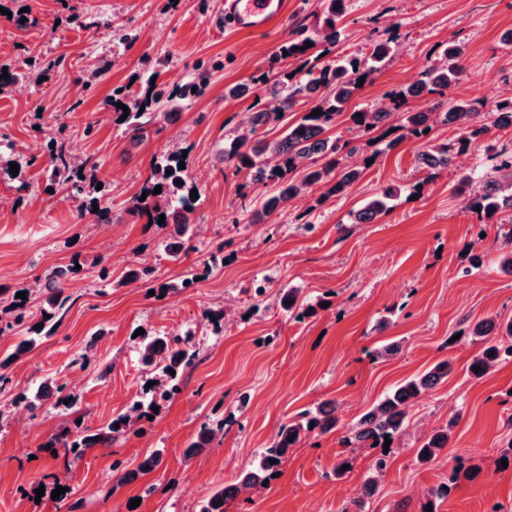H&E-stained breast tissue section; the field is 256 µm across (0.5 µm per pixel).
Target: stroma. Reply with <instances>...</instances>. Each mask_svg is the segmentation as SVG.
Here are the masks:
<instances>
[{
	"instance_id": "35a3bbf8",
	"label": "stroma",
	"mask_w": 512,
	"mask_h": 512,
	"mask_svg": "<svg viewBox=\"0 0 512 512\" xmlns=\"http://www.w3.org/2000/svg\"><path fill=\"white\" fill-rule=\"evenodd\" d=\"M316 9L317 0H286L280 23L249 32L217 25L224 0H0V62L33 56L52 65L45 78L0 88V286L26 292L34 314L44 303L33 290L47 276L69 297L56 332L24 355L15 348L27 326L0 320V512H199L213 490L251 468L281 425L325 400L338 404L335 430L289 449L278 476L241 493L228 512H341L359 499L365 512H422L430 500L435 512H512V362L480 379L466 371L480 350L471 324L512 318V274L497 265L499 225L481 223L456 188L464 175L484 179L487 144H511L512 128L491 130L430 176L417 162L427 140L388 151L341 115L329 134L357 145L348 162L364 165L360 179L328 198L312 187L259 222L252 211L261 188L218 160L250 110L225 88L281 53L297 27L314 25ZM23 13L25 25L16 21ZM340 25L341 52L397 43L356 93L355 109L387 106L451 39L468 46L451 98L490 104L487 79L512 83V46L500 40L512 29V0H346ZM94 68L100 75L86 85ZM151 78L169 90L200 82L204 93L134 141L106 111L117 93ZM58 135L95 163L108 222L49 190L46 145ZM175 146L198 193L178 263L163 250L171 227L130 210L152 159ZM391 183L407 189L396 206L377 223H352ZM303 219L312 232L300 231ZM146 265L171 291L153 295L128 280ZM260 282L267 293L258 298ZM288 287L300 289L304 310L280 305ZM139 329L188 334L198 355L153 418L72 462L65 437L106 427L152 381ZM393 341L402 344L397 356L373 360ZM447 358L452 374L410 407L379 490L365 498L376 451L347 444L352 425L401 381ZM42 382L53 389L42 406L18 402ZM452 417L450 446L418 463L423 437ZM204 426L212 442L186 456ZM157 450L158 468L118 482L115 462L134 465ZM342 457L351 469L330 478ZM460 462L474 474L453 476ZM59 486L60 497L37 499L38 488Z\"/></svg>"
}]
</instances>
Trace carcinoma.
I'll list each match as a JSON object with an SVG mask.
<instances>
[{
  "label": "carcinoma",
  "instance_id": "obj_1",
  "mask_svg": "<svg viewBox=\"0 0 512 512\" xmlns=\"http://www.w3.org/2000/svg\"><path fill=\"white\" fill-rule=\"evenodd\" d=\"M345 0H318V27L326 48L320 56L333 55V59L313 64L305 58L302 47L311 41L307 30L294 31L285 51L301 64L291 70L278 67L280 57L275 56L265 62V70L257 78L238 83L224 91L230 98L251 97L252 112L248 113L244 132L236 138L231 149L224 152L223 161L235 167L236 173H245L246 182L256 186H273V192L263 197L260 207L253 211L257 220L273 215L286 202L300 196L314 185L324 184L327 190L324 196L337 195L357 181L362 170L357 166H347L344 158L357 152V147L349 141L332 139L327 132L335 123L336 117L345 112L354 94L361 89L359 79H369L379 72L393 57L395 46L390 40L374 43L370 52L353 54H333L340 31L338 22L343 18ZM467 52V44L461 40H450L443 45L438 62L423 72L422 78L400 87L390 95L392 107L385 110L353 112L355 125L365 134L376 130L398 129L407 132L413 139L427 136L432 129V113L417 111L409 107L410 101L424 95H442L455 86L462 72V61ZM7 70L9 78L0 79V87L15 84L28 77L24 66L11 63L1 70ZM196 94H203L199 84H186L179 90L165 93L161 90L146 92L143 97L127 104L128 116L112 103L121 119L125 133L132 139H139L147 132V126L158 118L179 107V101ZM308 106L296 122L287 126L281 136L274 140L259 137V129L280 123L297 106ZM321 110L313 116L311 112ZM444 124H463L465 132L450 143H436L418 155V160L431 171L445 169L454 164L462 152L468 150L470 143L486 136L491 129L512 127V97L497 101L492 108L486 104L454 99L448 101V110L440 113ZM55 146L49 151V180L59 184L72 197L81 198L95 191L93 176L95 164L89 160L74 158L63 141L53 140ZM313 164L306 167L299 177L292 176L299 164L306 160ZM495 164L491 168L482 187L471 191L469 209L476 213L479 220L489 224L498 222L506 211H512V150L502 148L494 155ZM183 153L175 150L165 153L161 160L153 163L151 174L142 191L146 199L140 196L132 199L130 210L144 216L147 223L156 224L159 215H165L164 224L175 227L177 241L164 245V252L171 260H181L184 242L190 228V215L194 212L196 199L191 197V189L178 181L185 180V170L178 167ZM172 174H167V171ZM161 187V193L155 195V187ZM402 188L388 185L372 197L354 214L353 223L371 224L387 214L394 202L401 197ZM502 252L499 255L501 270L512 274V228L503 234ZM37 293L45 299L46 308L42 309V327L30 328L32 336L23 339L17 346V354H24L37 344L42 336H50L60 325L67 299L62 297V288L57 281L45 279ZM7 289L0 287V306L3 312L12 314L13 324L19 325L26 318L23 308L8 302ZM469 336L481 344L480 352L468 364V373L479 379L491 368L500 363L512 361V319L502 322L485 319L470 328ZM196 358V351L189 346L187 338L177 334L145 335L142 337V356L144 366L161 373L170 380L169 389L162 393L167 396L178 391L177 376L170 374L189 367ZM480 371H473V367ZM453 370L449 360H442L419 375L403 381L383 400L365 412L352 429L349 441L360 448L385 445V439H398L407 426L408 409L421 400L430 390L448 380ZM47 395V387L38 386L19 396L20 401L31 409L38 407ZM154 402L137 401L130 405L119 420V424H110L107 428L89 435H77L66 442L65 447L77 458L97 446H107L114 434L127 431ZM336 404L323 401L315 407L303 411L299 417L282 425L271 444L262 449L253 469L239 475L236 482L213 491L201 504L199 512H227V505L243 489L263 485L264 481L277 471L288 455V449L297 445L311 433L320 435L333 431L337 425ZM456 419L448 425L428 435L420 448L416 449L417 460L421 463L432 461L438 453L448 447ZM387 468V455L375 456L367 471L364 489L367 497L377 493L379 477Z\"/></svg>",
  "mask_w": 512,
  "mask_h": 512
}]
</instances>
